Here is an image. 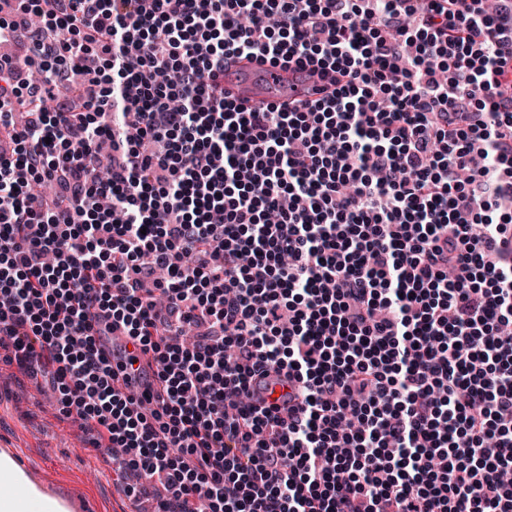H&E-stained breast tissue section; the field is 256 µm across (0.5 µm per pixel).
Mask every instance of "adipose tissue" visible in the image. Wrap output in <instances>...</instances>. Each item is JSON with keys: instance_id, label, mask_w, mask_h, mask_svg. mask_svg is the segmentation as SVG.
Masks as SVG:
<instances>
[{"instance_id": "obj_1", "label": "adipose tissue", "mask_w": 512, "mask_h": 512, "mask_svg": "<svg viewBox=\"0 0 512 512\" xmlns=\"http://www.w3.org/2000/svg\"><path fill=\"white\" fill-rule=\"evenodd\" d=\"M0 512H68L65 502L39 488L13 454L0 452Z\"/></svg>"}]
</instances>
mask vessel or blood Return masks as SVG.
<instances>
[{"label": "vessel or blood", "instance_id": "b4317fda", "mask_svg": "<svg viewBox=\"0 0 512 512\" xmlns=\"http://www.w3.org/2000/svg\"><path fill=\"white\" fill-rule=\"evenodd\" d=\"M224 89L237 102L253 107L299 104L315 97L311 85L294 80L289 70L234 56L224 61Z\"/></svg>", "mask_w": 512, "mask_h": 512}]
</instances>
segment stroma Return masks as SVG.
<instances>
[{"label": "stroma", "instance_id": "1", "mask_svg": "<svg viewBox=\"0 0 512 512\" xmlns=\"http://www.w3.org/2000/svg\"><path fill=\"white\" fill-rule=\"evenodd\" d=\"M89 439L88 428L62 415L41 379L0 362V450H11L45 491L64 497L69 512H152V500L124 491L135 472L118 470Z\"/></svg>", "mask_w": 512, "mask_h": 512}]
</instances>
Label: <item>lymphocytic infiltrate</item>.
Wrapping results in <instances>:
<instances>
[{"label":"lymphocytic infiltrate","instance_id":"1","mask_svg":"<svg viewBox=\"0 0 512 512\" xmlns=\"http://www.w3.org/2000/svg\"><path fill=\"white\" fill-rule=\"evenodd\" d=\"M2 43L0 358L156 512H512V0H0ZM230 55L332 90L244 108Z\"/></svg>","mask_w":512,"mask_h":512}]
</instances>
